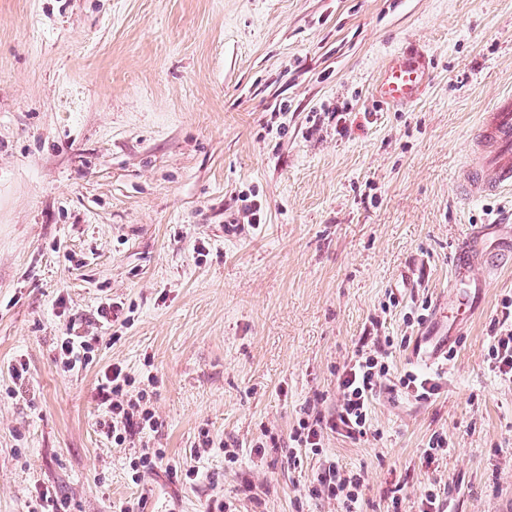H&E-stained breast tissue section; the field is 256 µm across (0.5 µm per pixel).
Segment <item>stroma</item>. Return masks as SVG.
Masks as SVG:
<instances>
[{
    "label": "stroma",
    "mask_w": 512,
    "mask_h": 512,
    "mask_svg": "<svg viewBox=\"0 0 512 512\" xmlns=\"http://www.w3.org/2000/svg\"><path fill=\"white\" fill-rule=\"evenodd\" d=\"M412 45L430 83L383 109L372 86ZM509 93L512 0H0V512L40 488L71 512L138 496L203 512L216 493L341 512L306 495L331 460L363 475L360 512L395 488L418 512L439 486L444 512H504L512 380L488 349L512 298V191L464 200L458 183ZM245 194L265 224L244 222ZM477 224L492 265L461 325L453 256ZM70 324L95 339L77 372L54 350ZM384 336L390 379L421 369L438 395L382 388L367 436L294 463L300 418L334 413L344 367ZM114 363L160 422L120 446L98 427ZM436 433L448 451L429 463ZM145 448L197 482L133 483Z\"/></svg>",
    "instance_id": "obj_1"
}]
</instances>
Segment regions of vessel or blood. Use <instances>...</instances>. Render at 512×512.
<instances>
[{
    "mask_svg": "<svg viewBox=\"0 0 512 512\" xmlns=\"http://www.w3.org/2000/svg\"><path fill=\"white\" fill-rule=\"evenodd\" d=\"M431 77L430 61L422 52L394 57L381 69L374 86L376 100L384 106L413 103ZM470 161L462 176V191L470 198H487L512 188V96L499 99L482 120L471 142ZM490 261L479 248L478 233L456 249L455 288L459 306H466L468 292L479 283V274Z\"/></svg>",
    "mask_w": 512,
    "mask_h": 512,
    "instance_id": "obj_1",
    "label": "vessel or blood"
}]
</instances>
